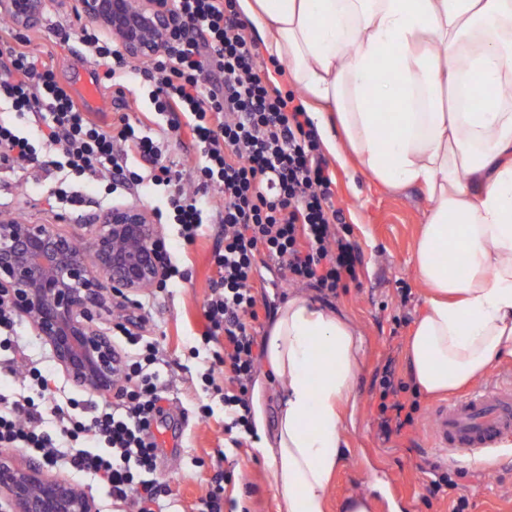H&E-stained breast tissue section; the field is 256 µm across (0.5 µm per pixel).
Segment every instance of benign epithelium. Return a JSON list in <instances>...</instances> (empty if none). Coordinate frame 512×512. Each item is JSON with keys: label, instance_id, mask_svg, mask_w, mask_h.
<instances>
[{"label": "benign epithelium", "instance_id": "7a95c632", "mask_svg": "<svg viewBox=\"0 0 512 512\" xmlns=\"http://www.w3.org/2000/svg\"><path fill=\"white\" fill-rule=\"evenodd\" d=\"M81 17L134 59L155 55L178 18L164 0H77ZM22 29L34 27L46 0H5ZM78 231L0 214V294L30 321L71 385L108 395L122 362L99 328L105 295L126 300L164 279L154 241L159 225L138 206L87 217ZM0 502L8 512H92L88 496L37 462L0 454Z\"/></svg>", "mask_w": 512, "mask_h": 512}]
</instances>
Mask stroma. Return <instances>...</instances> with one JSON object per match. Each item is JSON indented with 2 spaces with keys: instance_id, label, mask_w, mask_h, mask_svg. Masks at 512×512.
<instances>
[{
  "instance_id": "obj_1",
  "label": "stroma",
  "mask_w": 512,
  "mask_h": 512,
  "mask_svg": "<svg viewBox=\"0 0 512 512\" xmlns=\"http://www.w3.org/2000/svg\"><path fill=\"white\" fill-rule=\"evenodd\" d=\"M79 25L73 4L61 6L56 0H48L39 23L28 31L33 48L47 53L48 63L75 95L94 81V67L81 44L74 40L57 44L54 32ZM329 171L335 182V203L343 210L344 232L361 254L356 280L337 296L326 299L316 289L289 281L274 265L260 264L259 278L262 298L272 309H279L288 297L301 294L350 317L362 337L365 365L355 381V423L347 429L345 458L331 490L330 512H340V504L354 494L370 497L371 512H388L392 501L400 505L401 512H449L448 494L432 499L426 490V469L432 456L424 431L432 399H421L423 417L415 427L387 443L375 436L376 373L392 358L400 376L409 375L406 346L412 328L394 327L392 318L397 312L398 281L412 285V313H419L423 307L422 291L412 284L410 259L424 218V199L416 189H385L367 175L343 169L334 161ZM53 185V178L40 170L23 177L0 167V208L33 224H54L62 219L69 225L104 209L89 189L84 190L81 203L64 210L57 208L49 200ZM214 245L215 238L209 233L186 246L189 279L174 288L172 296L156 301L145 322L153 335L164 337L169 370L175 380L172 405L158 426L175 434L176 452L170 459L159 456L158 474L173 493L169 512H194L213 475L211 464L218 452L225 450L235 467L226 498L248 512H273V491L265 462L251 454L248 447L230 449L222 406H215L214 417L206 421L194 414L197 403L206 395L197 388L196 362L189 349L197 345V335L202 331V309L213 275L209 257ZM197 457L205 459V466H194ZM450 466L453 479L468 498L466 512H512V447L491 457L461 456Z\"/></svg>"
}]
</instances>
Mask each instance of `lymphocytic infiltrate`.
I'll list each match as a JSON object with an SVG mask.
<instances>
[{"label": "lymphocytic infiltrate", "mask_w": 512, "mask_h": 512, "mask_svg": "<svg viewBox=\"0 0 512 512\" xmlns=\"http://www.w3.org/2000/svg\"><path fill=\"white\" fill-rule=\"evenodd\" d=\"M171 3L179 22L151 59L128 57L94 28L78 37L97 81L117 100L136 85L143 108L134 118L119 111L107 122L84 111L26 34L14 29L0 39V105L14 114L0 119V163L21 173L58 172L52 196L63 208L98 183L109 195H162L166 207L156 220L173 225L182 244L214 231L217 278L201 341L224 349L213 352L200 380L207 389L223 383L224 431L242 438L252 431L257 330L266 308L255 292L257 258L333 297L356 280L358 253L340 233L332 176L306 112L294 94L269 83L235 0ZM174 138L193 151L188 173L166 161ZM21 324L0 297V367L16 380L0 390V447L88 476L121 512H165L171 490L157 475L151 432L173 386L163 340L116 323L123 367L112 403L101 407L76 394L60 403L49 372L26 352ZM375 385L379 438L415 426L420 394L398 376L394 360Z\"/></svg>", "instance_id": "obj_1"}]
</instances>
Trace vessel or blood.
Instances as JSON below:
<instances>
[{"instance_id": "b4317fda", "label": "vessel or blood", "mask_w": 512, "mask_h": 512, "mask_svg": "<svg viewBox=\"0 0 512 512\" xmlns=\"http://www.w3.org/2000/svg\"><path fill=\"white\" fill-rule=\"evenodd\" d=\"M428 431L431 448L452 456L488 454L512 435V383L499 380L470 394L434 405Z\"/></svg>"}]
</instances>
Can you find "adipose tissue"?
I'll return each mask as SVG.
<instances>
[{
	"instance_id": "ef3b65f1",
	"label": "adipose tissue",
	"mask_w": 512,
	"mask_h": 512,
	"mask_svg": "<svg viewBox=\"0 0 512 512\" xmlns=\"http://www.w3.org/2000/svg\"><path fill=\"white\" fill-rule=\"evenodd\" d=\"M343 167L426 202L411 258L424 292L408 344L426 396L512 357V0H237ZM450 242L465 262L437 256ZM364 361L355 326L298 295L266 338L280 394L257 448L274 512H328Z\"/></svg>"
}]
</instances>
